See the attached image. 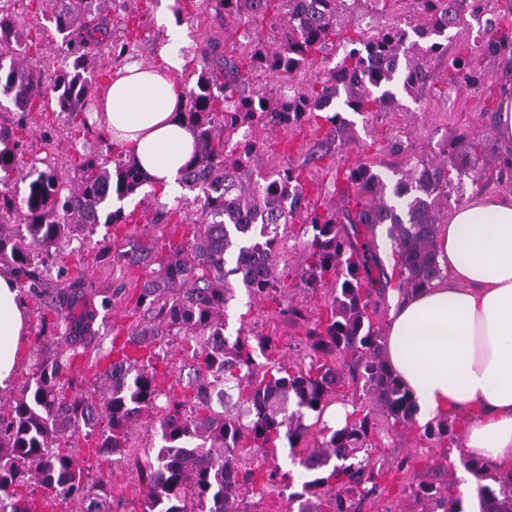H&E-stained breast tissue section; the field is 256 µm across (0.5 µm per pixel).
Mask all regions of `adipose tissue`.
<instances>
[{
	"label": "adipose tissue",
	"instance_id": "obj_1",
	"mask_svg": "<svg viewBox=\"0 0 512 512\" xmlns=\"http://www.w3.org/2000/svg\"><path fill=\"white\" fill-rule=\"evenodd\" d=\"M188 38L169 24L160 63L134 60L100 98L99 119L147 174L161 201L195 151L175 78ZM444 277L391 301L383 356L419 406V423L464 416L466 457L512 468V196L476 191L437 233ZM28 317L13 277L0 275V389L13 385Z\"/></svg>",
	"mask_w": 512,
	"mask_h": 512
}]
</instances>
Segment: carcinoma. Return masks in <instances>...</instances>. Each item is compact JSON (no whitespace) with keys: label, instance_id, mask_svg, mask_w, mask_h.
I'll list each match as a JSON object with an SVG mask.
<instances>
[{"label":"carcinoma","instance_id":"carcinoma-1","mask_svg":"<svg viewBox=\"0 0 512 512\" xmlns=\"http://www.w3.org/2000/svg\"><path fill=\"white\" fill-rule=\"evenodd\" d=\"M109 0H69L68 7L42 13L38 41H25L21 19L0 4V93L17 112L55 105L77 128L90 126L98 93L92 59H119L132 42L108 36L102 13ZM216 15L245 25L259 18L275 24L273 41H253L234 58L209 44L200 51L195 83L185 92L183 121L196 149L183 167L182 185L194 198L199 232L168 243L166 253L147 244L118 248L112 261L156 266L137 287L136 305L151 314L136 324L127 342L150 349L144 360L113 358L102 373L100 389L85 392L69 376L74 360L92 351L98 309L88 298L91 284L77 279L49 294V306L65 335L45 346L33 383L11 398L10 417L0 420V512H30L17 486L34 481L48 498L90 501L87 512H112L101 481L92 471L119 461L130 448L133 430L148 416L161 445L143 452L138 478L143 512H247V500L263 497L277 484L276 450L288 442L291 456L306 475L301 490L288 495V512H362L375 505L385 487L375 457L379 434L417 424L419 408L383 358V336L370 313L386 304L390 284L403 295L428 288L443 277L436 236L440 214L461 176L472 174L479 186L495 169L512 180V152L495 153L485 140L459 136L439 156H415L387 184L368 164L336 176L351 194L338 212L311 206L302 173L287 166L256 178L250 156L257 143L233 141L244 129H292L304 122L329 125L327 135L345 131L344 112H382L395 106L394 89L414 98L430 80L425 58L441 51L448 30L490 12L475 49L451 61L448 81L465 90H483L489 68L502 71L500 96L512 95V0L488 10L489 0H413L424 23H393L343 36L344 19L360 0H214ZM416 39H410V35ZM48 40L70 59L71 68L52 84L30 56V48ZM342 48L336 65L287 94L253 87L262 71L289 77L331 49ZM342 107L325 109L337 98ZM23 125L0 127V214L14 212L18 232L0 221V262L17 266L31 280L37 259L76 230L100 224H126L124 208L111 200L128 198L148 182L135 162L115 169L99 154L80 157L73 184L54 170L24 160ZM29 180L22 204L9 188L13 172ZM304 224L305 257L296 287L315 291L331 286L329 299L305 331L309 362L273 358L274 336L240 327L226 333L224 313L244 289L256 301H277L285 289L276 258L282 231L294 220ZM386 236L396 262L387 273L379 258L377 229ZM182 343L186 357L175 386L164 389L156 364L170 337ZM350 386L353 411L341 428H326L310 448L300 447L322 420L329 402ZM421 437L455 443V422L434 418ZM77 432L94 439L96 463L83 466L61 440ZM273 466L258 483L254 472L243 479L242 464L259 452ZM464 468L482 481L480 512H512V469L487 476L483 465L466 459ZM412 512H465L455 482L433 469L429 480L408 484Z\"/></svg>","mask_w":512,"mask_h":512}]
</instances>
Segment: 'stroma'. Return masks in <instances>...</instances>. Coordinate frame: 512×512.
Wrapping results in <instances>:
<instances>
[{"mask_svg":"<svg viewBox=\"0 0 512 512\" xmlns=\"http://www.w3.org/2000/svg\"><path fill=\"white\" fill-rule=\"evenodd\" d=\"M176 9L175 0H112L107 12L109 29L113 39L123 38L128 16L139 17L141 28L132 57L145 63L158 62L166 25L176 20L185 25L190 43L203 46L213 42L238 53L244 51L248 38H265L271 34L270 23L266 20L247 28L233 22L223 23L216 17L213 0H202L197 11L181 18L177 17ZM478 28V23L473 21L449 31L446 50L426 58L430 73L428 84L417 97L398 94L399 109L373 114L347 113L350 125L343 139L327 138L324 131L308 123L288 131L278 127L260 131V148L250 160L252 171L266 175L285 165L298 168L308 180L307 191L311 200L340 206L344 203V195L334 187L337 170L370 163L376 172L388 179L394 170L404 167V155L388 148L392 136H399L417 154L428 157L438 155L444 144L461 135L480 139L492 136L491 111L498 108V101H483L479 95L459 90L448 81L449 61L473 45ZM19 122L26 128L27 157L37 159L44 157L46 152H53L65 159V169L70 178L78 176L73 161L80 154L104 155L108 152L106 144L98 136L97 127L75 129L64 115L52 107L23 116L14 112L10 102L0 103V126ZM194 197V192L182 190L177 199L179 209L174 222L158 224L154 217L161 201L149 188H142L129 198L126 206L127 211L136 217V224H101L92 231L74 232L62 250L52 252L40 265L36 283L21 285L20 295L29 319V335L14 385L0 392L1 418L10 415V398L30 383L33 364L42 344L51 342L57 333L56 315L46 303V294L63 287L77 274H85L92 284L89 298L101 306L104 318L99 326V345L108 348L115 329H128L142 318V311L135 307L134 287L150 274L149 269L141 266L113 263L114 243L124 244L133 240L162 248L173 235L184 233L185 223L193 216ZM304 241L301 223L289 225L278 256L279 269L283 271L286 283L283 298L316 312L328 298L326 291L320 289L311 293L296 286L295 273L304 259ZM227 322V331L231 334L244 325L253 332L277 337L279 351L285 359L296 362L306 352L303 342L306 322L284 320L277 313L276 302L267 300L253 305L245 293H238L227 310ZM155 441L151 421H143L133 433L132 451L118 465H107L98 471V478L105 482L113 503L117 505L115 512H141L136 458L140 449L151 447ZM461 452L462 448L457 443L437 444L423 440L416 427L383 436L381 446L376 450L377 457L385 466L381 475V483L386 488L383 505L391 508L392 512H409L411 507L404 476L394 469V461L409 459L413 472L422 479L427 478L438 465L458 478L463 474L459 460Z\"/></svg>","mask_w":512,"mask_h":512,"instance_id":"obj_1","label":"stroma"}]
</instances>
